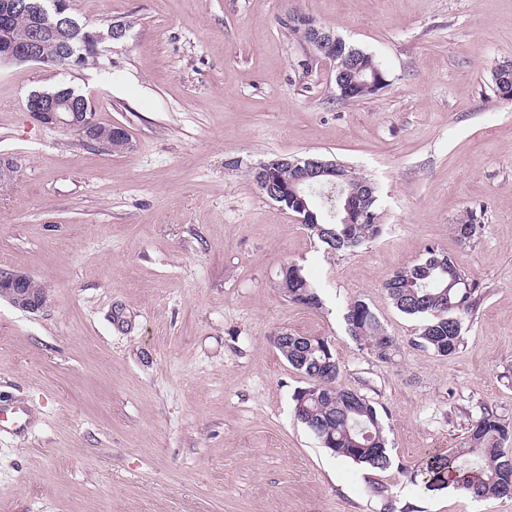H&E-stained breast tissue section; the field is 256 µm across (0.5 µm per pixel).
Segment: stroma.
<instances>
[{
  "instance_id": "1",
  "label": "stroma",
  "mask_w": 512,
  "mask_h": 512,
  "mask_svg": "<svg viewBox=\"0 0 512 512\" xmlns=\"http://www.w3.org/2000/svg\"><path fill=\"white\" fill-rule=\"evenodd\" d=\"M126 23L97 64L0 66V269L46 307L0 298V512H512L412 482L464 447L470 412L512 420V0H71ZM300 13L375 57L388 84L340 99L333 65L284 25ZM66 85L122 126L111 152L49 128L31 91ZM319 155L378 186L381 236L330 252L251 167ZM476 211L479 234L453 227ZM434 247L480 300L448 357L383 288ZM295 263L319 307L280 286ZM355 300L398 346L347 333ZM327 338L338 387L377 405L393 464L336 456L294 416L308 385L276 331ZM31 279L27 273L10 270L0 276V296H5L12 306L22 311L35 313L42 310L47 304V295L33 292L31 288H43ZM30 280V288H27Z\"/></svg>"
}]
</instances>
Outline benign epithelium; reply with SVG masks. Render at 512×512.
<instances>
[{
	"label": "benign epithelium",
	"instance_id": "obj_1",
	"mask_svg": "<svg viewBox=\"0 0 512 512\" xmlns=\"http://www.w3.org/2000/svg\"><path fill=\"white\" fill-rule=\"evenodd\" d=\"M26 10L30 15L31 34L24 40H18L6 23L7 17L18 10ZM51 13L53 19H48L43 5L31 0H3L0 3V64L2 63H33L42 64L41 47L45 39H54L61 44L68 55L65 69L80 67L85 53L92 50L100 52L106 41L121 39L126 32V25L121 22L110 24L108 31L87 29L82 27L69 13V0H52ZM289 22L302 23L308 28V43L312 48L321 52L337 39L332 31L326 30L314 20L289 16ZM344 73L338 72L335 81L341 94L352 92L355 88L374 93L387 85L385 74L378 68L369 73H361L358 78L347 81ZM28 111L40 123L76 133L87 140L96 138V122L94 121L93 106L83 101L77 107L70 99L50 91H34L27 100ZM328 184L336 188V215L346 224H354L363 216L357 195L359 190L346 185L339 179V173L325 163L316 159H307V164L297 174L293 192L308 181ZM31 276L27 273L11 270L0 276V296L22 311L35 313L47 304V295L35 293L27 288Z\"/></svg>",
	"mask_w": 512,
	"mask_h": 512
}]
</instances>
